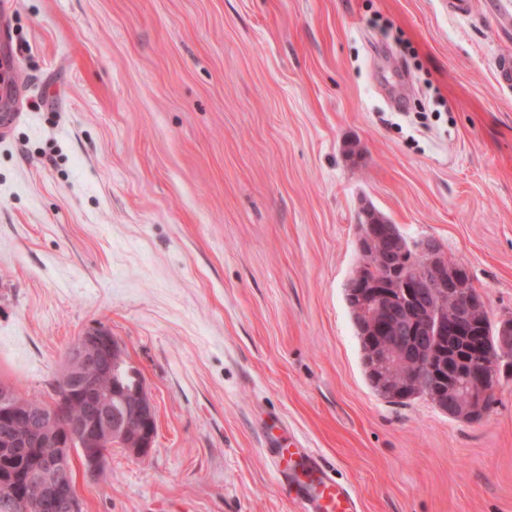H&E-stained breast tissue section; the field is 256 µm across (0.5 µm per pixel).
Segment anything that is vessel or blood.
Instances as JSON below:
<instances>
[{
	"instance_id": "1",
	"label": "vessel or blood",
	"mask_w": 512,
	"mask_h": 512,
	"mask_svg": "<svg viewBox=\"0 0 512 512\" xmlns=\"http://www.w3.org/2000/svg\"><path fill=\"white\" fill-rule=\"evenodd\" d=\"M264 453L279 486L302 512H360L352 491L336 480L321 456L280 445L271 434Z\"/></svg>"
}]
</instances>
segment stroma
I'll return each mask as SVG.
<instances>
[{
	"mask_svg": "<svg viewBox=\"0 0 512 512\" xmlns=\"http://www.w3.org/2000/svg\"><path fill=\"white\" fill-rule=\"evenodd\" d=\"M0 44V381L49 399L85 330L157 431L83 512H300L281 418L361 512H512V370L486 414L370 386L346 301L364 208L512 318V56L485 0H15Z\"/></svg>",
	"mask_w": 512,
	"mask_h": 512,
	"instance_id": "obj_1",
	"label": "stroma"
}]
</instances>
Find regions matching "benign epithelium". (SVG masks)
<instances>
[{"label": "benign epithelium", "instance_id": "benign-epithelium-1", "mask_svg": "<svg viewBox=\"0 0 512 512\" xmlns=\"http://www.w3.org/2000/svg\"><path fill=\"white\" fill-rule=\"evenodd\" d=\"M359 242L360 253L368 255L385 250L388 229L379 233L370 231ZM419 250L430 256L423 266L409 264L404 257L387 258L382 271L389 274L400 272L397 288L384 283H374L367 288H353L351 294L357 311L366 328L367 369L374 377L378 389L387 397L399 398L414 391L424 390L438 394L448 415L468 421L483 417L490 406L496 385L497 369L494 353L505 357L512 353V323L504 321L499 327L497 351H488L483 368L472 376L456 367L446 358L444 347L448 332L467 334L468 323L488 311L487 296L463 284L464 266L450 263L439 255L437 243L431 238L419 242ZM448 297L455 303L452 315L437 307V300ZM72 356L82 365V396L89 405L88 414L76 425L77 433L85 436L91 447L83 449L86 464L98 466L101 460L99 446L103 439H120L132 454L147 451L153 437L152 400L138 392L132 395L130 414L144 423L137 435L125 440V425L112 419L105 396L98 389L88 371L104 364H118L124 358V350L112 332L104 327H93L85 332L72 346ZM464 393L465 404L455 402L454 397ZM32 412L13 388L0 385V415L18 417ZM29 447H43L48 453L42 456L39 466L29 474L28 480L39 484L41 498L25 503L26 512H45L52 504L73 497L70 481L63 477L61 469L64 456L58 449L66 447V438L58 426L55 415L45 409L42 423L23 433L4 437L0 454L14 457Z\"/></svg>", "mask_w": 512, "mask_h": 512}]
</instances>
